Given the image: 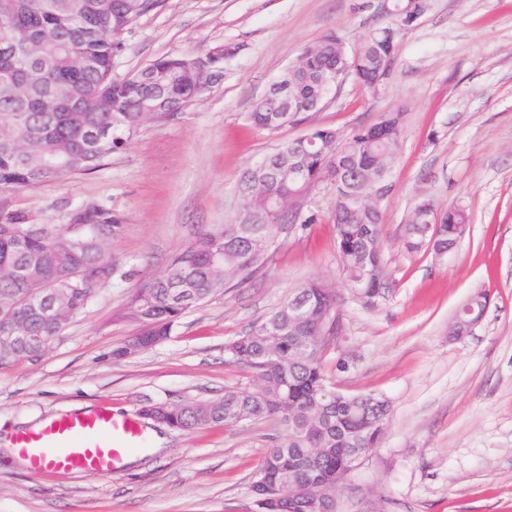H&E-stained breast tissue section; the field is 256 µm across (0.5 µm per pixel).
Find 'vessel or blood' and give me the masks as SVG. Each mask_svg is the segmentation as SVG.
Listing matches in <instances>:
<instances>
[{
	"label": "vessel or blood",
	"instance_id": "b4317fda",
	"mask_svg": "<svg viewBox=\"0 0 512 512\" xmlns=\"http://www.w3.org/2000/svg\"><path fill=\"white\" fill-rule=\"evenodd\" d=\"M141 438L136 417L97 410L58 417L41 431L22 437L18 452L37 472L52 468L108 475L126 452L140 445Z\"/></svg>",
	"mask_w": 512,
	"mask_h": 512
}]
</instances>
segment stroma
Returning <instances> with one entry per match:
<instances>
[{"instance_id": "obj_1", "label": "stroma", "mask_w": 512, "mask_h": 512, "mask_svg": "<svg viewBox=\"0 0 512 512\" xmlns=\"http://www.w3.org/2000/svg\"><path fill=\"white\" fill-rule=\"evenodd\" d=\"M378 0H163L125 36L116 78L162 56L237 46L224 80L176 118L147 123L98 168L23 193L0 208L66 223L87 201L111 205L124 224L109 248L111 282L98 290L40 361L0 365V512H250V486L282 442L276 419L184 433L151 420L162 438L112 475L35 472L11 452L36 426L73 412L208 400L257 391L224 346L312 277L338 291L343 332L326 359L345 393L385 397L391 413L379 448L353 472L342 512H512V0H428L401 38L378 94L348 77L311 123L277 133L248 114L301 48L336 30L355 48L379 20ZM408 111L381 205L391 286L365 304L341 275L333 189L301 201L274 231L267 272L190 309L155 346L116 361L135 336L118 314L146 273L162 270L202 225L224 224L239 205L243 169L310 125L349 136L380 112ZM468 206L472 220L448 254L411 252L404 221L414 203ZM489 304L472 334L449 336L475 293Z\"/></svg>"}]
</instances>
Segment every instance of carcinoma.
<instances>
[{
    "mask_svg": "<svg viewBox=\"0 0 512 512\" xmlns=\"http://www.w3.org/2000/svg\"><path fill=\"white\" fill-rule=\"evenodd\" d=\"M163 0H8V27L12 41L0 42V192L20 193L65 176L93 170L112 152L123 149L148 122L144 108L158 97L165 104V118L171 119L199 100L203 89L201 73L191 66L195 57H207L218 65L234 55L236 47L224 44L208 50H193L178 56L154 60L128 79L112 78V62L123 49L126 33L138 20L155 10ZM427 0H396L392 11L382 15L358 47L351 53L340 47L334 31L301 51V64L289 66L281 76L279 94L259 99L249 113L251 123L271 133L285 125H299L309 114L327 108L328 90L338 73L356 77L375 95L393 71L400 39L413 23L415 13L426 10ZM76 47L91 60L93 68L72 65L67 48ZM23 85L20 96L12 88ZM291 97L297 111L280 112L279 99ZM108 99L112 111L97 108ZM381 122L359 128L343 139L334 129L310 127L314 142L299 151L295 140L286 139L277 149L283 169L275 178L259 177L264 189L254 194L252 211L264 216L263 233L295 221L296 215L274 208L282 197L306 194L320 183L334 187L333 223L336 242L343 256L342 273L359 295L371 299L390 287L384 277L368 278L369 262L364 239L383 244V224L379 209H369L359 200L374 192V186L355 184L338 175L336 155L362 172L378 166L390 155L391 146L401 140L406 112L392 110L379 116ZM110 128L107 147H93L92 133ZM22 139L26 152L20 155L13 142ZM55 145L63 166L50 169L44 148ZM441 212L442 222L426 227L416 224L422 212ZM469 210L452 204L441 210L434 201L417 202L405 220L407 248L420 251L432 246L434 255L448 253V240L456 227L470 223ZM243 215L236 208L230 222L214 228L202 226L161 271L146 277L135 288L120 318L139 325L140 332L112 351V358L130 356L129 349L146 350L169 335L175 322L189 309L226 288L239 287L266 267L269 253L254 249L251 237L241 232ZM122 231L120 218L112 206L92 201L77 207L64 224L35 223L22 210L0 209V302L23 298L28 293L24 280L12 270L29 266L40 281L58 288L69 287L70 276L84 274L87 287L74 289L71 306L81 312L93 298L97 276L112 269V258L101 252L102 242H112ZM224 264L227 277L212 273L213 264ZM186 285L189 295L172 298L175 287ZM301 297L306 316L299 320L288 310V300ZM339 311L336 289L314 278L295 287L279 307L250 330L228 343L229 362L248 368L258 380L260 392L224 390L216 399L173 402L164 416L177 430L190 431L241 421L275 417L286 426V438L264 458L259 472L263 482L255 485L253 498L277 499L276 512H302L288 499V483L282 471L298 473L312 448H321L315 460L318 476L334 480L343 473L349 449L364 448L381 441L390 412L389 401L364 394L344 403L336 402V389L326 371L327 353L294 357L301 341L326 328ZM30 333L56 340L64 328L39 316L32 304L15 311ZM268 324L276 329L261 331ZM319 416L316 428L311 417Z\"/></svg>",
    "mask_w": 512,
    "mask_h": 512,
    "instance_id": "1",
    "label": "carcinoma"
}]
</instances>
